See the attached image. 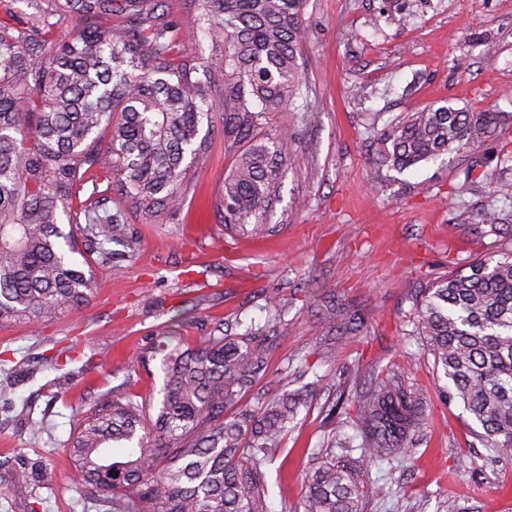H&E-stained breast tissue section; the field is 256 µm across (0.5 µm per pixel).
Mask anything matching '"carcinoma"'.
Segmentation results:
<instances>
[{"mask_svg": "<svg viewBox=\"0 0 512 512\" xmlns=\"http://www.w3.org/2000/svg\"><path fill=\"white\" fill-rule=\"evenodd\" d=\"M307 0H0V329L83 311L96 272L137 243L129 212L181 209L210 160L221 124L233 152L216 211L224 232L261 235L293 133L269 115L301 96L299 38ZM78 20L72 36L59 24ZM208 37L196 55L186 32ZM500 112L441 106L413 112L372 140L373 165L403 172L448 154L480 157ZM475 160L461 190L476 194ZM326 334L362 320L333 288L312 296ZM271 320L224 334V320L181 308L171 325L201 322L138 348L134 371L162 355L159 404L126 393L75 414L68 454L84 496L105 512H270L266 466L312 391L259 387L288 302ZM409 335L425 342L485 446L512 449V248L429 280ZM426 397L403 374L375 378L357 401L360 456L318 459L304 477L303 512H365L368 466L405 457L426 425Z\"/></svg>", "mask_w": 512, "mask_h": 512, "instance_id": "cac0c4a2", "label": "carcinoma"}]
</instances>
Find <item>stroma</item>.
I'll return each mask as SVG.
<instances>
[{"label": "stroma", "instance_id": "obj_1", "mask_svg": "<svg viewBox=\"0 0 512 512\" xmlns=\"http://www.w3.org/2000/svg\"><path fill=\"white\" fill-rule=\"evenodd\" d=\"M299 105L270 122L296 135V161L277 185L268 215L275 233L227 235L215 218L233 156L213 133L210 163L192 180L182 210L128 217L133 258L115 257L78 315L0 330V512H104L77 488L65 446L72 418L108 396L158 395L160 359L127 369V355L158 336L174 309L223 319L225 328L266 322L265 298L288 302L270 355L271 386L288 362L307 358L314 400L268 467L271 512H298L303 477L324 451L328 386L357 400L375 377L398 371L427 398V425L410 456L377 461L367 512H512V451L489 454L480 428L442 395L434 358L404 333L415 294L454 262L485 255L498 238L478 234L494 211L512 235V202L497 184L508 171L496 151L483 159L481 194L459 193L467 160L448 156L404 172L373 173L374 134L408 113L448 106L506 112L495 141H512V0H308L301 40ZM332 288L366 321L323 357L310 295ZM28 475L12 479L14 471Z\"/></svg>", "mask_w": 512, "mask_h": 512}]
</instances>
